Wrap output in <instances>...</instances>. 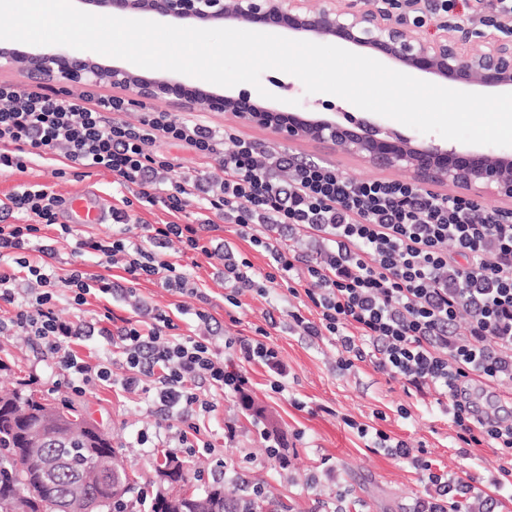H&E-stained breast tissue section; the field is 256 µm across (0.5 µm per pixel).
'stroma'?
Segmentation results:
<instances>
[{
	"mask_svg": "<svg viewBox=\"0 0 512 512\" xmlns=\"http://www.w3.org/2000/svg\"><path fill=\"white\" fill-rule=\"evenodd\" d=\"M261 84L278 97L297 100V109L303 113L322 116L326 105L331 104L339 108L336 120H343L348 113L358 118L366 116L383 128L412 138L418 135L417 130L396 120L365 114L338 96L306 93L297 77L278 70L265 71ZM57 90L63 97L86 90L97 98L124 99L121 117L131 123L148 109L169 112L213 130L250 139L266 150L274 148L303 160L327 163L353 180L410 179L400 170L373 168L329 142H284L270 130L244 124L230 114L197 112L163 100L143 99L132 105L128 91L106 83H61ZM20 186H43L69 201L92 196L112 206L120 200L108 173L96 172L86 177L69 173L61 177L53 167L32 165L25 171L0 177V200ZM53 246L58 274L79 269L114 281L123 274L122 269L101 262L99 257L78 254L74 239L60 238ZM166 254L204 289L207 302L186 294H171L148 280L139 282L137 297L172 313L175 333L183 337L210 336L235 342L253 337L256 328H264L268 333L266 342L276 351L286 373L284 391L272 392L267 367L244 364L235 345L224 349L227 362L247 369L252 379L247 391L249 399L244 402L240 397L224 395L218 398L214 412L196 417V424L216 452L209 455L199 451L187 457V492H203L218 480L238 495L251 494L256 487L263 489L265 496L276 497L282 503L281 512H412L424 494L418 471L369 446L367 440L345 425L348 417L381 429L411 447L424 449V458L433 469L462 477L476 489L488 490L489 481L497 476L501 464L497 450L488 446L467 451L457 448L445 407L432 396L422 401L407 396L400 377L377 370L371 362L340 369L334 341L312 339L289 329L290 296L286 287L246 292L240 307L234 308L224 299L220 260L187 250L176 241L171 242ZM179 305L184 306V313H176ZM200 310L210 314V322L197 319ZM76 349L85 357L108 359L113 384L90 387L81 396L75 394L50 352L31 337L13 330L0 334V391L15 388L23 381L48 402L66 399L79 404L111 435L113 446L119 449L135 481L134 499L154 497L155 464L164 455L176 453L179 419L165 416L147 394L122 389L120 381L125 369L121 353L111 339L93 336L78 342ZM401 406L407 408V415L398 414ZM228 422L236 426L230 439L224 436ZM267 431L281 440L279 454L274 458L267 453L263 437Z\"/></svg>",
	"mask_w": 512,
	"mask_h": 512,
	"instance_id": "stroma-1",
	"label": "stroma"
}]
</instances>
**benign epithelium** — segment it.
<instances>
[{"label":"benign epithelium","mask_w":512,"mask_h":512,"mask_svg":"<svg viewBox=\"0 0 512 512\" xmlns=\"http://www.w3.org/2000/svg\"><path fill=\"white\" fill-rule=\"evenodd\" d=\"M111 16L145 15L176 24L246 23L256 30H280L315 43L340 41L366 48L401 68L443 82L470 87L512 88V40L499 27L471 39L469 31L448 24L427 36L397 20L378 4L343 6L339 0H79ZM0 62L22 64L32 83L46 78L68 83L106 82L136 98L166 100L203 112H229L241 122L267 128L288 143L331 141L372 166L410 172L418 183L452 184L471 199L487 195L512 199V154L473 150L433 140L418 141L397 132H383L366 119L348 124L304 116L265 105L240 92L220 94L189 86L172 77L139 75L105 65L87 51L51 47L23 52L0 47ZM70 512H100V500L76 490Z\"/></svg>","instance_id":"benign-epithelium-1"}]
</instances>
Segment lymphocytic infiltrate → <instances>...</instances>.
Listing matches in <instances>:
<instances>
[{
    "label": "lymphocytic infiltrate",
    "instance_id": "f902f5d3",
    "mask_svg": "<svg viewBox=\"0 0 512 512\" xmlns=\"http://www.w3.org/2000/svg\"><path fill=\"white\" fill-rule=\"evenodd\" d=\"M122 109L117 98L83 92L65 101L50 85L27 91L0 83V174L56 160L68 170L110 173L113 184L134 193L113 208L108 238L57 224L66 201L44 189L24 187L0 203V300L17 305L12 327L41 340L72 383H111L108 364L86 360L73 346L84 336L112 334L126 370L123 388L152 389L155 402L178 417L214 410L202 387L245 392L246 372L225 365L212 338H173L175 324L166 312L133 305L112 331L105 326L111 312L97 324L66 321L56 311L63 289L77 306L91 294L134 296L142 279L183 291L187 279L164 258L163 247L175 238L214 256L220 251L213 234L229 217L243 229L260 225L249 241L270 261L263 273L232 248L220 252L230 304L261 281L286 286L298 300L288 312L290 322L304 335L334 337L340 368L373 358L378 369L401 376L416 393L447 398L461 447L488 443L512 458V413L476 411L466 394L477 384L493 389L512 380V215L482 211L467 198L408 182L354 181L333 166L264 151L247 139H236L228 152L209 127L164 112H147L130 123L121 119ZM159 141L219 161L222 179L205 170L174 177V163L154 150ZM134 201L148 210L161 207L171 217L152 225L143 243L126 235L127 208ZM16 213L24 223H9ZM52 227L74 237L78 251L121 265L125 284L79 270L59 275L50 244L40 246V261L30 262L25 246ZM299 241L315 247L316 256L300 253ZM346 424L422 469L427 495L414 512H461L470 483L432 471L415 449L382 430L351 418Z\"/></svg>",
    "mask_w": 512,
    "mask_h": 512
}]
</instances>
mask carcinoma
I'll return each mask as SVG.
<instances>
[{
  "mask_svg": "<svg viewBox=\"0 0 512 512\" xmlns=\"http://www.w3.org/2000/svg\"><path fill=\"white\" fill-rule=\"evenodd\" d=\"M70 419L85 421L74 405L52 406L21 388L0 398V512H7L17 501L23 502L25 512H64L73 488L83 483L88 494L101 499L102 512H112L118 502L122 512H136L128 499L132 486L126 468L96 472L97 459L119 454L112 447V438L87 433L68 441L62 423ZM37 426L45 429L41 465L31 466L28 460L34 451L25 432ZM116 484L123 486V491L114 496ZM174 497L183 512H267L272 505L269 500L259 502L247 495L230 497L222 483L202 495L176 493Z\"/></svg>",
  "mask_w": 512,
  "mask_h": 512,
  "instance_id": "1",
  "label": "carcinoma"
}]
</instances>
